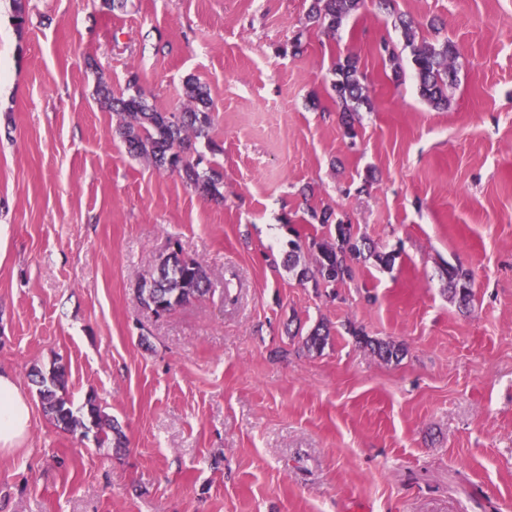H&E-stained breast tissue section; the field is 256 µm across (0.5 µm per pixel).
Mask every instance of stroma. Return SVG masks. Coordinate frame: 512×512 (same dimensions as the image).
<instances>
[{
  "label": "stroma",
  "instance_id": "obj_1",
  "mask_svg": "<svg viewBox=\"0 0 512 512\" xmlns=\"http://www.w3.org/2000/svg\"><path fill=\"white\" fill-rule=\"evenodd\" d=\"M24 4L20 30L0 0V369L33 423L0 455V512H512V0H389L333 36L310 0ZM401 13L461 52L447 109L418 95ZM350 53L373 102L352 139L331 90ZM133 76L163 112L207 86L221 199L127 152L94 90ZM311 206L375 243L353 280L289 272ZM175 250L218 292L159 317L140 289ZM54 362L121 453L44 414L29 374ZM448 279V293L451 300L456 301L460 307L468 308L473 296V274L457 266H448L444 269ZM350 333L357 340L368 347L375 355L385 361L399 360L405 354V348L401 344H394L367 336L362 330L351 328Z\"/></svg>",
  "mask_w": 512,
  "mask_h": 512
}]
</instances>
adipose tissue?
<instances>
[{
    "mask_svg": "<svg viewBox=\"0 0 512 512\" xmlns=\"http://www.w3.org/2000/svg\"><path fill=\"white\" fill-rule=\"evenodd\" d=\"M32 406L11 372H0V454L18 448L27 438Z\"/></svg>",
    "mask_w": 512,
    "mask_h": 512,
    "instance_id": "adipose-tissue-1",
    "label": "adipose tissue"
}]
</instances>
